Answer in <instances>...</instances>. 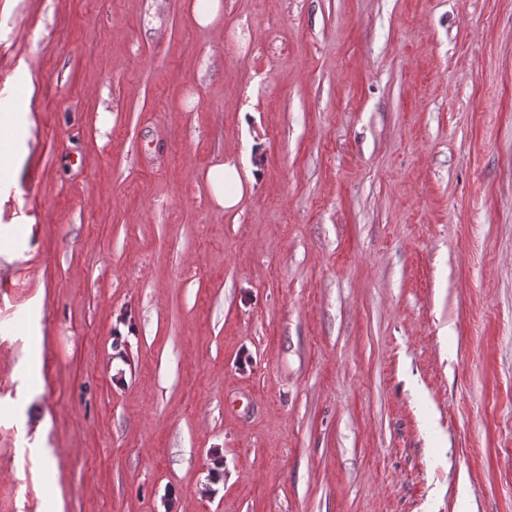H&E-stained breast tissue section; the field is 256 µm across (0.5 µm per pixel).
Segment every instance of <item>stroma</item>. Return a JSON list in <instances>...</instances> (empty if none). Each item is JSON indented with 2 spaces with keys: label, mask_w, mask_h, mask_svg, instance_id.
I'll use <instances>...</instances> for the list:
<instances>
[{
  "label": "stroma",
  "mask_w": 512,
  "mask_h": 512,
  "mask_svg": "<svg viewBox=\"0 0 512 512\" xmlns=\"http://www.w3.org/2000/svg\"><path fill=\"white\" fill-rule=\"evenodd\" d=\"M223 2L0 0V512H512V0ZM192 18L198 27L219 34L224 25L222 0H195ZM0 172L1 176H8L14 170V138L13 127L11 124V117L5 116L2 118L0 115ZM2 141L5 144V151L2 148ZM212 205L217 211L235 210L254 182L247 174L244 180L232 159L220 157L208 168L204 177Z\"/></svg>",
  "instance_id": "obj_1"
}]
</instances>
